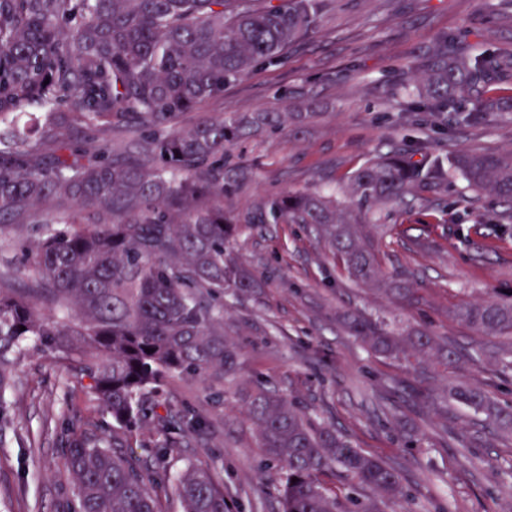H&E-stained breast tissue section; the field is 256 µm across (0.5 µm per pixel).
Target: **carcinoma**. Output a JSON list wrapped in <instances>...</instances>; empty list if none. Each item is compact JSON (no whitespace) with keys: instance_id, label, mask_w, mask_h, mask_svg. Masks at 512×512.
Instances as JSON below:
<instances>
[{"instance_id":"1","label":"carcinoma","mask_w":512,"mask_h":512,"mask_svg":"<svg viewBox=\"0 0 512 512\" xmlns=\"http://www.w3.org/2000/svg\"><path fill=\"white\" fill-rule=\"evenodd\" d=\"M332 0H0V235L22 259L0 272V393L10 387L25 343L74 366L112 415V428L152 426L164 436L150 469L117 436L74 432L64 512H167L173 488L181 512H230L224 483L188 464L171 475L181 439L203 437L200 421L160 414L174 376L235 377L239 352L224 337V293L253 287L233 242L244 224H307L347 276L376 281L379 238L390 213L460 178L465 188L512 205V149L486 153L430 142L368 162L336 191L272 196L253 212L224 209V194L249 178L229 151L262 131L282 130L286 112L226 113L189 127L185 111L263 60L315 33ZM443 37L427 65L428 90L401 95L425 112H456L480 82L512 76V61L453 55ZM43 113L33 138L4 117L32 105ZM500 111L477 94L472 124ZM123 137L112 152V135ZM46 205L48 209L40 210ZM94 210L82 224L79 211ZM37 223L36 237L25 236ZM28 276L16 287L14 272ZM477 331L512 338V291L455 311ZM25 330H20V327ZM348 329L376 355L412 370L405 390L420 408L436 404L427 359L448 366L455 352L424 332L399 334L355 317ZM152 352L147 353L145 349ZM457 401L498 416L490 397L458 384ZM267 464L281 470V512H384L402 496L400 474L316 425L288 397L264 388L240 396ZM338 466L373 498L343 503L319 475ZM297 482H292V479Z\"/></svg>"}]
</instances>
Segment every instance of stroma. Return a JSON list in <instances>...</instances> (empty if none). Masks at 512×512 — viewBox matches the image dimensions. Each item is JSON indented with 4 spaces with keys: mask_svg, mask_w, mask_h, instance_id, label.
I'll return each instance as SVG.
<instances>
[{
    "mask_svg": "<svg viewBox=\"0 0 512 512\" xmlns=\"http://www.w3.org/2000/svg\"><path fill=\"white\" fill-rule=\"evenodd\" d=\"M473 56L512 57V8L504 0H336L313 37L228 83L223 94L181 117L185 126L228 112H301L300 128L261 135L233 161L247 183L226 196L244 214L282 192L347 178L368 160L415 141L440 149L512 146V112L472 125L460 112H411L394 84L424 87L420 61L441 37ZM437 205L401 211L384 238L381 283L406 276L416 300L397 305L351 280L310 228L254 224L234 242L257 286L224 297V331L239 350L234 380L175 378L168 408L196 410L203 442L182 444L175 467H207L233 493L235 512H280L281 472L267 465L238 396L255 384L295 401L353 447L396 469L405 497L394 512H512V426L484 425L454 401L419 411L404 397L413 376L379 358L340 323L347 312L420 328L462 350L430 369L437 394L464 381L512 408V339L457 321L462 306L512 289V207L454 182ZM4 400L14 420L0 432V512H57L71 483L62 448L70 427L99 433L110 417L74 371L27 351Z\"/></svg>",
    "mask_w": 512,
    "mask_h": 512,
    "instance_id": "1",
    "label": "stroma"
}]
</instances>
